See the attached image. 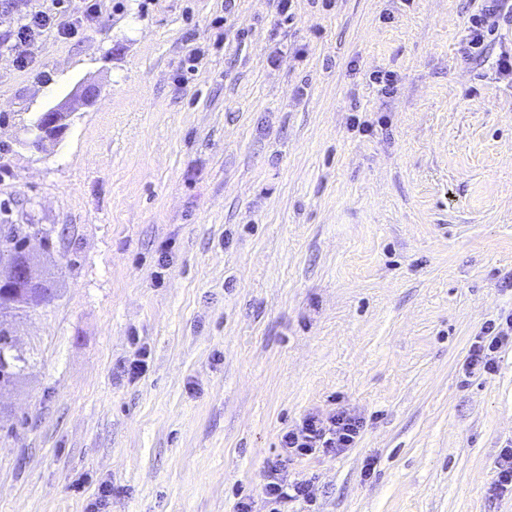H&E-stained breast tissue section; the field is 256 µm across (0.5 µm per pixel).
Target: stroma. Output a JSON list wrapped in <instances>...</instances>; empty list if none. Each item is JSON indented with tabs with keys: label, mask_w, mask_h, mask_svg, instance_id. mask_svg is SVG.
I'll list each match as a JSON object with an SVG mask.
<instances>
[{
	"label": "stroma",
	"mask_w": 512,
	"mask_h": 512,
	"mask_svg": "<svg viewBox=\"0 0 512 512\" xmlns=\"http://www.w3.org/2000/svg\"><path fill=\"white\" fill-rule=\"evenodd\" d=\"M24 3L0 0V220L57 229L58 296L17 330L0 512H264L283 433L340 407L361 438L290 465L318 491L288 512H512L489 492L512 347L464 369L512 313V26L481 63L480 0H296L288 26L275 0H100L22 69ZM85 81L96 101L26 145ZM512 345V314L496 324L489 322L481 335L476 336L467 357L469 375L490 373L495 369L496 354L502 347Z\"/></svg>",
	"instance_id": "stroma-1"
}]
</instances>
